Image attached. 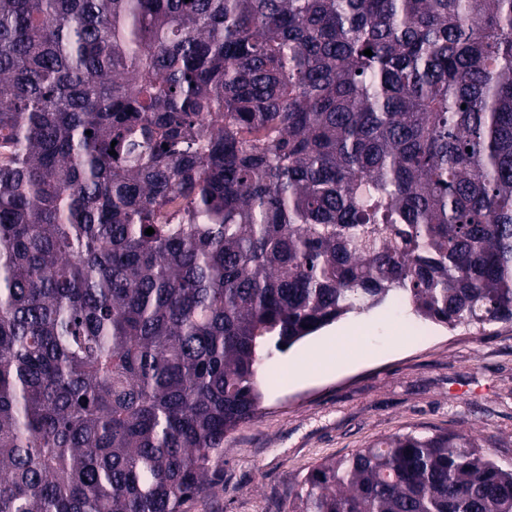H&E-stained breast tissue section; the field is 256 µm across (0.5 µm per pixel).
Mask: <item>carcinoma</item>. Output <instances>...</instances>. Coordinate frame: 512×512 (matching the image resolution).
Returning <instances> with one entry per match:
<instances>
[{
    "instance_id": "cac0c4a2",
    "label": "carcinoma",
    "mask_w": 512,
    "mask_h": 512,
    "mask_svg": "<svg viewBox=\"0 0 512 512\" xmlns=\"http://www.w3.org/2000/svg\"><path fill=\"white\" fill-rule=\"evenodd\" d=\"M387 304L512 326V0H0V512H189L261 361ZM288 512L512 465L393 435Z\"/></svg>"
}]
</instances>
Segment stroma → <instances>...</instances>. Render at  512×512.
<instances>
[{
    "label": "stroma",
    "mask_w": 512,
    "mask_h": 512,
    "mask_svg": "<svg viewBox=\"0 0 512 512\" xmlns=\"http://www.w3.org/2000/svg\"><path fill=\"white\" fill-rule=\"evenodd\" d=\"M355 343L332 346L340 332ZM257 416L224 441L206 512H287L289 481L378 438L465 429L512 463V327L485 333L384 306L263 361Z\"/></svg>",
    "instance_id": "1"
}]
</instances>
